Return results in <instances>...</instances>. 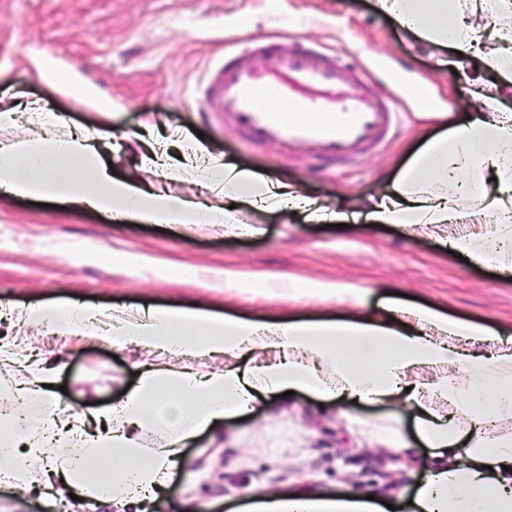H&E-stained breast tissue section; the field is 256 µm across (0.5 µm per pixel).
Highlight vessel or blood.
I'll use <instances>...</instances> for the list:
<instances>
[{"instance_id":"b4317fda","label":"vessel or blood","mask_w":512,"mask_h":512,"mask_svg":"<svg viewBox=\"0 0 512 512\" xmlns=\"http://www.w3.org/2000/svg\"><path fill=\"white\" fill-rule=\"evenodd\" d=\"M248 56L216 68L202 102L250 142L288 153L305 146L351 165L383 147L397 126L394 104L374 95L332 51L264 36Z\"/></svg>"}]
</instances>
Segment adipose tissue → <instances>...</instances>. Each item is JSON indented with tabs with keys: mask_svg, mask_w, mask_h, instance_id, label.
Returning <instances> with one entry per match:
<instances>
[{
	"mask_svg": "<svg viewBox=\"0 0 512 512\" xmlns=\"http://www.w3.org/2000/svg\"><path fill=\"white\" fill-rule=\"evenodd\" d=\"M428 46L471 54L482 33L512 19V0H375ZM471 92L481 108L470 120L428 140L399 175L383 186L367 214L378 224L445 227L479 221L490 234L458 235L449 249L512 271L504 258L512 228V111L501 106L512 83V46L481 58ZM28 119L48 128L38 139L0 141V191L51 198L148 224H221L247 230L238 205L299 211L308 220L345 219L343 211L309 196L298 184L258 175L185 139L181 159L158 149L140 169L113 174L105 155L111 130H66L61 115L38 108ZM200 182L223 195L216 207L151 186L150 178ZM27 320L68 339L102 333L113 347L161 356L137 386L112 404L75 412L60 408L50 385L58 360H24L18 340H0V363L22 364L20 386L0 381L13 404L0 410V485L73 493L72 512H146L181 466L182 450L224 420L248 416L287 391L322 401L397 403L413 412L420 441L430 448L420 485L402 512H512V433L496 424L512 418V336L463 322L431 307L391 300L385 314L340 321L258 320L214 316L191 307L104 308L83 303L32 306ZM222 357L201 371L196 362ZM246 512H389L356 495L324 498L308 491H254Z\"/></svg>",
	"mask_w": 512,
	"mask_h": 512,
	"instance_id": "adipose-tissue-1",
	"label": "adipose tissue"
}]
</instances>
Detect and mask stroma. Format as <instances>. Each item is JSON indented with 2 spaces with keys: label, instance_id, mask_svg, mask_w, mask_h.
Instances as JSON below:
<instances>
[{
  "label": "stroma",
  "instance_id": "35a3bbf8",
  "mask_svg": "<svg viewBox=\"0 0 512 512\" xmlns=\"http://www.w3.org/2000/svg\"><path fill=\"white\" fill-rule=\"evenodd\" d=\"M262 35H296L356 69H371L373 92L398 102L399 133L358 165L246 144L240 132L203 111L201 88L220 60ZM480 67L478 58L462 61L448 48L423 52L374 0H0V108L26 111L37 103L73 127L128 133L110 157L119 174L136 169L150 122L167 135L169 156L179 152L170 137L176 130L202 137L214 153L256 172L301 184L314 198L333 203L349 193L365 202L443 132L444 121L476 112L467 78ZM59 80L82 85L94 106L58 91ZM246 216L260 223L262 234H228L220 224H115L72 204L41 207L0 194V301L12 305L0 316V337H21L31 355L61 358L63 403L89 406L135 384L138 352L94 338L49 339L23 321L26 308L81 300L99 307L187 305L267 319L356 314L332 298L272 296L253 279L269 272L287 281L350 283L375 312L404 293L410 302L512 331V274L462 262L431 234L361 216L342 228L300 213L250 208ZM77 243L95 246V254L74 263L70 248ZM119 253L166 256L185 271L176 279L159 270L134 274L115 262ZM226 268L246 272V280L225 290ZM392 417L406 443L400 454L374 429ZM428 453L412 416L396 405L323 404L297 392L268 414L229 420L219 440L204 434L185 448L182 467L151 512H237L250 489L393 501L413 494L420 478L415 462Z\"/></svg>",
  "mask_w": 512,
  "mask_h": 512
}]
</instances>
